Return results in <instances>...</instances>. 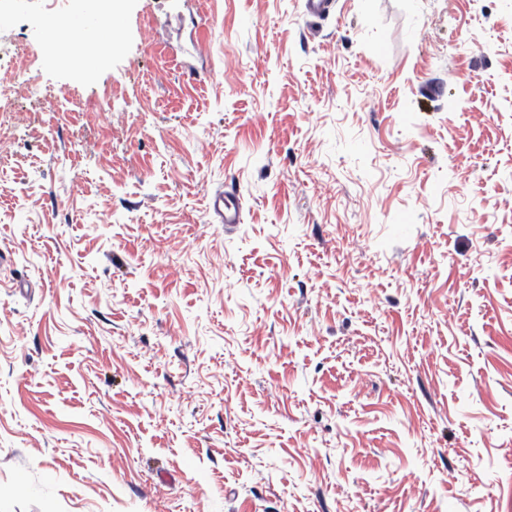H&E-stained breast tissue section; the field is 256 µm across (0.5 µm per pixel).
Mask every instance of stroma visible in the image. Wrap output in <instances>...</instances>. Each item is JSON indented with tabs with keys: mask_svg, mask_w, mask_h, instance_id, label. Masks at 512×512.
Returning a JSON list of instances; mask_svg holds the SVG:
<instances>
[{
	"mask_svg": "<svg viewBox=\"0 0 512 512\" xmlns=\"http://www.w3.org/2000/svg\"><path fill=\"white\" fill-rule=\"evenodd\" d=\"M114 17L0 20V512H506L512 0ZM96 0H85L84 9L78 15L58 20L51 27V32L58 35L61 32H76L82 39L99 40V25H107L112 22V0H102L100 13L96 12ZM95 17L98 23H95ZM212 209L223 219L224 224H240V211L232 192H223L215 196L212 201Z\"/></svg>",
	"mask_w": 512,
	"mask_h": 512,
	"instance_id": "stroma-1",
	"label": "stroma"
}]
</instances>
